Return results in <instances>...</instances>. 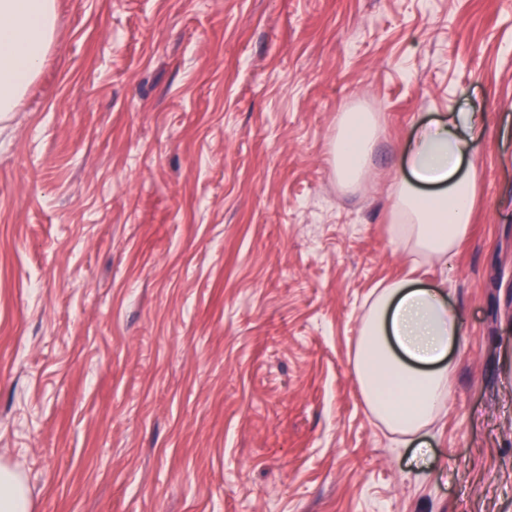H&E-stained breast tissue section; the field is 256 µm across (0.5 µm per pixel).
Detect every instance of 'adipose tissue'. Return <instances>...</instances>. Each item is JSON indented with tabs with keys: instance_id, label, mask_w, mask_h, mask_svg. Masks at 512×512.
Returning <instances> with one entry per match:
<instances>
[{
	"instance_id": "1",
	"label": "adipose tissue",
	"mask_w": 512,
	"mask_h": 512,
	"mask_svg": "<svg viewBox=\"0 0 512 512\" xmlns=\"http://www.w3.org/2000/svg\"><path fill=\"white\" fill-rule=\"evenodd\" d=\"M55 26L53 0H0V112L13 111L38 74ZM480 126L475 113L451 112L414 134L409 176L395 188L392 242L414 241L439 264L466 245L478 190L471 146ZM375 137L370 113L341 116L334 153L343 184L363 179ZM461 331L443 287L397 281L380 289L363 317L353 362L369 413L413 439L433 424L448 401V351ZM0 512H33L21 472L6 464H0Z\"/></svg>"
}]
</instances>
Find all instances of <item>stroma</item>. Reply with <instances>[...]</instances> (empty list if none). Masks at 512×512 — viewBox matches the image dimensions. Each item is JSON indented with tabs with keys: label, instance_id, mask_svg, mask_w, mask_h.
Returning <instances> with one entry per match:
<instances>
[{
	"label": "stroma",
	"instance_id": "stroma-1",
	"mask_svg": "<svg viewBox=\"0 0 512 512\" xmlns=\"http://www.w3.org/2000/svg\"><path fill=\"white\" fill-rule=\"evenodd\" d=\"M56 5L0 113V463L34 512H512V0ZM451 112L484 123L442 267L388 229L414 128ZM441 278L463 336L419 447L353 359L375 289ZM375 137L370 113L346 112L341 116L334 153L336 173L343 184L351 185L363 179Z\"/></svg>",
	"mask_w": 512,
	"mask_h": 512
}]
</instances>
